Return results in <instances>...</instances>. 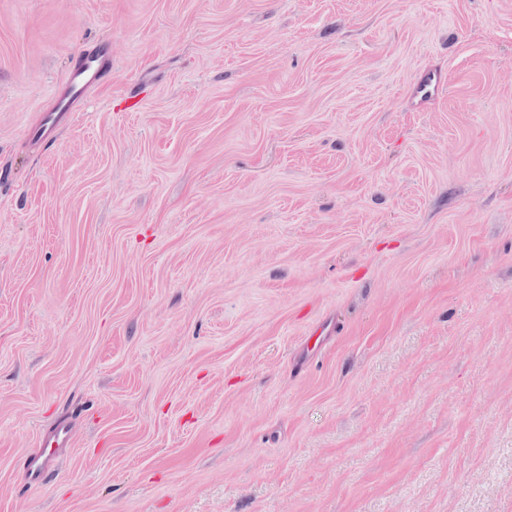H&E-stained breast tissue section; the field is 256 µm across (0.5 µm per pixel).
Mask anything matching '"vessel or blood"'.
Masks as SVG:
<instances>
[{
	"label": "vessel or blood",
	"instance_id": "obj_1",
	"mask_svg": "<svg viewBox=\"0 0 512 512\" xmlns=\"http://www.w3.org/2000/svg\"><path fill=\"white\" fill-rule=\"evenodd\" d=\"M104 46H94L82 50L75 58L65 80L63 90L57 91L54 100L42 116L40 125L31 131L33 140L41 142L61 124L66 123L79 94L88 86L97 82L111 66Z\"/></svg>",
	"mask_w": 512,
	"mask_h": 512
}]
</instances>
